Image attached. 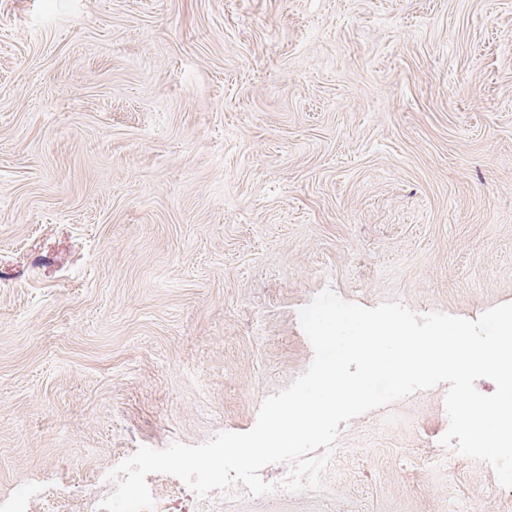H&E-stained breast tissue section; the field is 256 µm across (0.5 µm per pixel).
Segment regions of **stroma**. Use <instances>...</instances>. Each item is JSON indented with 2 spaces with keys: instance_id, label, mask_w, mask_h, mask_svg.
Segmentation results:
<instances>
[{
  "instance_id": "1",
  "label": "stroma",
  "mask_w": 512,
  "mask_h": 512,
  "mask_svg": "<svg viewBox=\"0 0 512 512\" xmlns=\"http://www.w3.org/2000/svg\"><path fill=\"white\" fill-rule=\"evenodd\" d=\"M328 287L512 302V0H0V507L81 512L140 446L251 429ZM446 390L240 512H512L435 463Z\"/></svg>"
}]
</instances>
